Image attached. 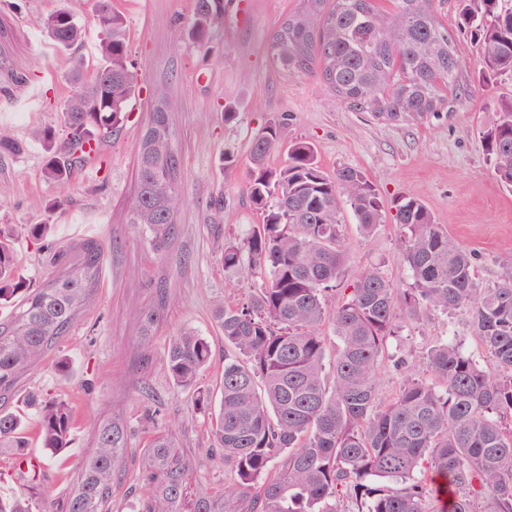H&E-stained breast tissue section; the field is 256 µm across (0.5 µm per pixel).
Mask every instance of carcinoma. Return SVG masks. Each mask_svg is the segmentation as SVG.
<instances>
[{
	"instance_id": "1",
	"label": "carcinoma",
	"mask_w": 512,
	"mask_h": 512,
	"mask_svg": "<svg viewBox=\"0 0 512 512\" xmlns=\"http://www.w3.org/2000/svg\"><path fill=\"white\" fill-rule=\"evenodd\" d=\"M463 24L481 43L485 76H512V4L465 0ZM99 33V65L91 78L78 62L72 94L62 108L66 142L40 133L47 153L44 177L65 181L83 163L86 145L108 139L123 123L137 80L129 60L128 23L112 0H92ZM226 0H196L188 37L208 45L224 22ZM60 49L77 46L85 25L66 7L43 21ZM272 62L290 74L319 73L342 102L359 112L389 118L447 112L445 90L462 95V59L448 29L435 20L431 0H303L270 40ZM498 120L483 133L497 179L512 188V96L497 101ZM281 121L271 118L250 150L247 196L261 217L244 239L227 238L221 260L236 277L259 270L260 286L240 306L219 303L216 319L224 342V378L213 432L214 447L235 483L214 496L188 499V464L172 434H156L147 453V494L140 512H512V274L477 287L472 253L457 245L419 200L393 202L403 230L411 287L400 289L376 267L359 271L349 293L329 295L344 280L347 251L343 205L359 229L372 233L384 205L364 174L343 167L326 174L313 145L297 139L280 168L268 158L280 147ZM181 156L169 112L155 108L142 132L136 194L127 223L150 233L165 248L183 205L178 180ZM0 229V300L23 294L10 319L0 321V402L19 378L66 335L89 306L104 257L99 240L59 249L47 280L26 288ZM465 307L493 366L485 369L458 347L430 349L426 369L411 373L388 403L379 402L377 372L389 337L427 309ZM330 327L337 338L325 363ZM212 356L209 342L192 330L172 337L168 372L180 387L197 388L195 404L208 411L212 398L198 387ZM41 447H69V404L32 394ZM27 413L0 405V452L11 451L27 470L26 491L0 496V512H54L35 484L38 469L27 453ZM96 451L82 462L79 485L65 512H104L112 496L115 462L126 445L125 428L95 426ZM431 473L426 483L414 473ZM370 477L393 483L372 488Z\"/></svg>"
}]
</instances>
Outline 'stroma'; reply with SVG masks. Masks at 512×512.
Instances as JSON below:
<instances>
[{
  "instance_id": "35a3bbf8",
  "label": "stroma",
  "mask_w": 512,
  "mask_h": 512,
  "mask_svg": "<svg viewBox=\"0 0 512 512\" xmlns=\"http://www.w3.org/2000/svg\"><path fill=\"white\" fill-rule=\"evenodd\" d=\"M243 13L228 9L218 37L205 47L186 35L195 0H112L127 18L131 57L140 91L127 119L102 147L94 169H74L66 183L43 176L46 159L37 130L61 124L71 95L66 75L71 52L58 49L43 28L44 16L64 0H0V128L23 150L0 155V226L10 231L16 272L38 284L60 246L92 237L105 256L92 301L68 334L15 387L11 407L40 392L67 400L73 410L69 448L45 458L38 441V417L29 413V453L44 458L37 481L62 512L81 478V464L96 449L94 426H124L127 445L116 462L110 512H138L146 495L145 451L155 431L174 433L191 462L190 490L220 495L232 481L230 469L209 461L215 411L194 405L193 389L177 386L167 367L172 336L190 329L211 344L213 356L200 377L219 397L224 371V336L214 317L217 300L237 305L247 299L246 282L227 276L221 263L226 237L245 238L259 215L249 202V151L269 118L284 117L283 142L313 144L322 169L334 174L361 170L383 202L399 197L422 201L450 238L477 256L480 285L505 274L502 257L512 254V191L497 180L482 133L498 113V97L512 94V77L478 79V39L460 26L461 0H432L436 20L455 38L468 66L460 80L469 92L440 116L388 118L348 108L318 74L289 75L271 62L269 40L301 0H240ZM172 103L170 120L182 157L180 191L185 199L176 233L166 252L126 221L135 192L137 149L155 104L157 89ZM237 117L226 121L225 107ZM65 140V132L57 134ZM348 250L346 281L367 266L380 268L395 287L412 282L403 238L393 217L368 236L352 212L344 214ZM48 224L36 239L29 225ZM155 311L152 336H142L138 316ZM453 342L481 365L492 361L474 335L468 311H427L388 340L390 358L379 368L378 396L386 401L403 385L395 358L419 372L427 352ZM72 363L61 378L59 357Z\"/></svg>"
}]
</instances>
